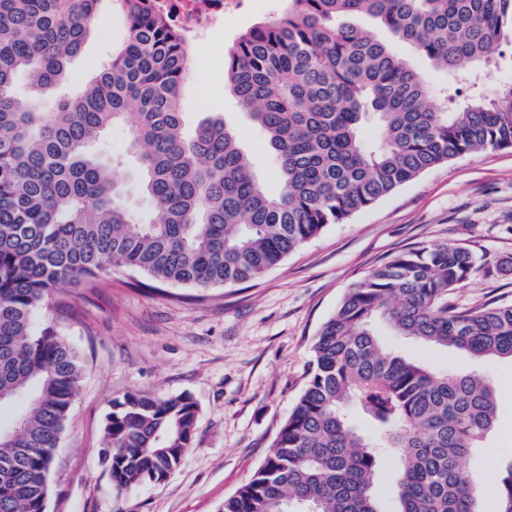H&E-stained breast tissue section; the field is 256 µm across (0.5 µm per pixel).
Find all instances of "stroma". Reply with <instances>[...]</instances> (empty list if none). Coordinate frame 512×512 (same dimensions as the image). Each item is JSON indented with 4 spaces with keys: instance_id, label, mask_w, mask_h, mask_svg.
<instances>
[{
    "instance_id": "stroma-1",
    "label": "stroma",
    "mask_w": 512,
    "mask_h": 512,
    "mask_svg": "<svg viewBox=\"0 0 512 512\" xmlns=\"http://www.w3.org/2000/svg\"><path fill=\"white\" fill-rule=\"evenodd\" d=\"M253 10L193 46L213 65L191 70L182 92L187 129L218 116L235 133L268 190L276 163L265 139L224 84V53L264 19ZM128 36L102 4L101 18L70 66L78 87ZM127 126L112 127L99 151L132 177L135 154ZM465 247L481 269L450 296L474 307L512 302V150L477 151L420 174L340 224H330L259 280L228 288L134 287V274L80 280L55 289L33 316L53 326L83 358V376L50 472L47 512H220L271 452L272 441L304 389L311 345L345 291L397 253L430 244ZM375 330L397 353L439 371H476L496 389L497 414L484 449L469 463L486 486L502 476L489 449L512 456V360H477ZM189 393L197 403L196 446L163 483L116 491L99 461L103 423L113 398L127 393Z\"/></svg>"
}]
</instances>
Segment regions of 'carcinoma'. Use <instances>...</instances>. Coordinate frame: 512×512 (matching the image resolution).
<instances>
[{
	"label": "carcinoma",
	"mask_w": 512,
	"mask_h": 512,
	"mask_svg": "<svg viewBox=\"0 0 512 512\" xmlns=\"http://www.w3.org/2000/svg\"><path fill=\"white\" fill-rule=\"evenodd\" d=\"M100 2L0 0V406L21 420L0 447V512H39L48 498L82 378L77 350L51 326L33 329L53 290L114 270L197 288L255 280L424 171L512 149V82L477 89L471 71L512 57V0H284L280 14L240 34L224 76L276 158V194L222 119L186 139L182 90L193 60L145 0H124L127 40L78 92L42 110L41 96L69 81ZM353 15L390 39L370 36ZM395 43L446 72L447 88H434ZM21 76L25 100L15 94ZM120 124L132 129L139 192L153 204L145 220L97 150ZM479 268L468 249L434 244L353 284L314 340L273 452L222 512H380L374 476L390 452L398 512H477L483 489L467 460L494 427L493 383L408 359L372 324L512 359V303L448 304ZM197 417L187 393L113 399L99 453L113 487L175 467L195 447ZM490 493L499 512H512V461Z\"/></svg>",
	"instance_id": "carcinoma-1"
}]
</instances>
